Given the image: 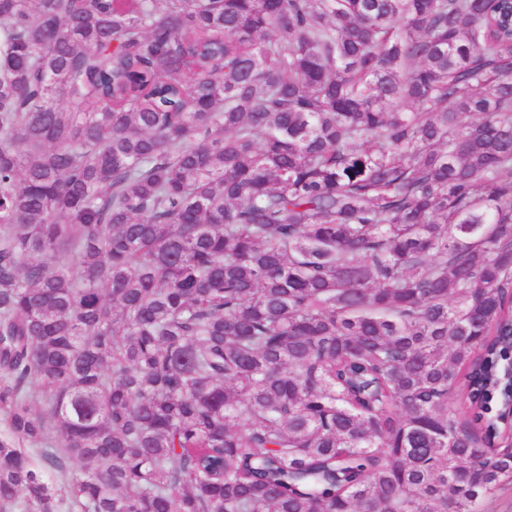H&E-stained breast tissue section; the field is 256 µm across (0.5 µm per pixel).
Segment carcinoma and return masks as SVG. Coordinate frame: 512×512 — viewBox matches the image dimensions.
I'll return each mask as SVG.
<instances>
[{
    "label": "carcinoma",
    "mask_w": 512,
    "mask_h": 512,
    "mask_svg": "<svg viewBox=\"0 0 512 512\" xmlns=\"http://www.w3.org/2000/svg\"><path fill=\"white\" fill-rule=\"evenodd\" d=\"M509 334L512 0H0V512H483Z\"/></svg>",
    "instance_id": "1"
}]
</instances>
